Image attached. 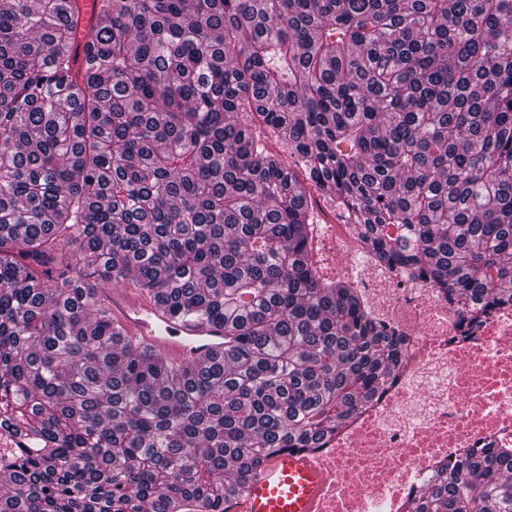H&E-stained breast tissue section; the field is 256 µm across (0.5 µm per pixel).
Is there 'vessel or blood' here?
Listing matches in <instances>:
<instances>
[{"instance_id":"1","label":"vessel or blood","mask_w":512,"mask_h":512,"mask_svg":"<svg viewBox=\"0 0 512 512\" xmlns=\"http://www.w3.org/2000/svg\"><path fill=\"white\" fill-rule=\"evenodd\" d=\"M76 36L71 44L73 74L82 77L87 63V34L96 25L99 0H76ZM97 303L130 341L149 347L175 367L188 365L207 352L223 353L224 326L171 317L133 282L106 288ZM325 477L307 457L283 453L271 458L230 512H314Z\"/></svg>"}]
</instances>
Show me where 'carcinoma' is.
Instances as JSON below:
<instances>
[{
	"instance_id": "obj_1",
	"label": "carcinoma",
	"mask_w": 512,
	"mask_h": 512,
	"mask_svg": "<svg viewBox=\"0 0 512 512\" xmlns=\"http://www.w3.org/2000/svg\"><path fill=\"white\" fill-rule=\"evenodd\" d=\"M76 27L0 0V512H227L395 380L402 338L316 264L306 180L463 333L512 309V0H101L81 86ZM131 276L224 354L125 341L94 296ZM408 512H512V446Z\"/></svg>"
}]
</instances>
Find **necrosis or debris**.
<instances>
[{"label":"necrosis or debris","mask_w":512,"mask_h":512,"mask_svg":"<svg viewBox=\"0 0 512 512\" xmlns=\"http://www.w3.org/2000/svg\"><path fill=\"white\" fill-rule=\"evenodd\" d=\"M327 258L402 334L398 380L311 461L325 475L316 512H402L440 465L512 444V309L462 338L460 315L429 281L376 265L344 218L317 231Z\"/></svg>","instance_id":"4bbe7bcc"}]
</instances>
